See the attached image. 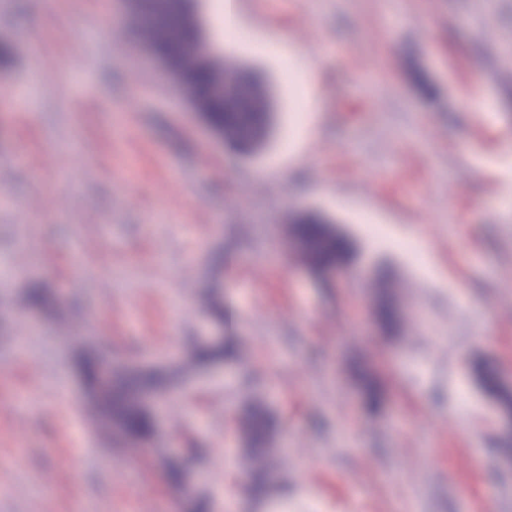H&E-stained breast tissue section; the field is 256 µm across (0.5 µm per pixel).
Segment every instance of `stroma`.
<instances>
[{
    "mask_svg": "<svg viewBox=\"0 0 512 512\" xmlns=\"http://www.w3.org/2000/svg\"><path fill=\"white\" fill-rule=\"evenodd\" d=\"M239 15L228 60L268 72L275 124L235 159L148 63L124 0H0V512H190L170 457L210 512H512V434L477 373L512 380V0ZM307 210L354 243L334 279L291 244ZM34 285L50 308L24 304ZM210 292L232 298L236 360L171 392L153 445L113 442L76 356L177 368ZM374 368L375 414L359 393ZM255 401L279 419L284 498L248 493Z\"/></svg>",
    "mask_w": 512,
    "mask_h": 512,
    "instance_id": "1",
    "label": "stroma"
}]
</instances>
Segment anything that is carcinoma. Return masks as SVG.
Listing matches in <instances>:
<instances>
[{"label":"carcinoma","mask_w":512,"mask_h":512,"mask_svg":"<svg viewBox=\"0 0 512 512\" xmlns=\"http://www.w3.org/2000/svg\"><path fill=\"white\" fill-rule=\"evenodd\" d=\"M192 0H165L155 19L139 27L143 39L151 42L178 69L191 89L192 106L206 123L224 140V145L237 156L261 150L272 133V105L270 88L259 74L242 72L215 59H199L205 44L200 29L188 21ZM292 239L308 265L317 272L347 264L353 257V241L337 233L323 217L307 213L298 217L291 228ZM206 312L223 321L225 330L232 329L231 307L219 298H208ZM381 325L391 331L397 314L391 302L382 301L377 310ZM232 355L231 337L219 343L195 342L179 366L188 375L210 360ZM94 409L105 434H112L117 425L129 444L145 445L156 433V422L151 409L143 405V394L154 388L162 397L174 383L160 370L127 371L118 369L110 380L102 378L96 355L85 352L79 361ZM364 404L378 409L383 402V391L371 371L361 374ZM250 460L249 488L254 498L263 500L269 495L268 477L277 475L274 449L269 444L278 429L272 411L257 403L249 406L242 417Z\"/></svg>","instance_id":"1"}]
</instances>
